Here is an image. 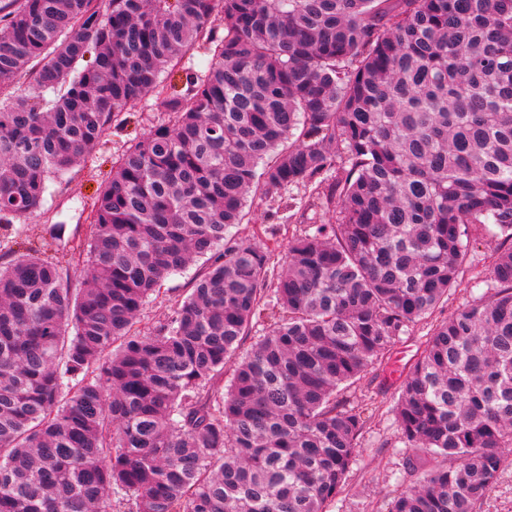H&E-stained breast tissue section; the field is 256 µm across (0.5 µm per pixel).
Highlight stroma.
<instances>
[{
  "mask_svg": "<svg viewBox=\"0 0 512 512\" xmlns=\"http://www.w3.org/2000/svg\"><path fill=\"white\" fill-rule=\"evenodd\" d=\"M165 117L155 99H146L135 116L112 127L95 148L81 157L70 172L69 183L52 185L41 209L25 218L13 220L11 227H1L0 241L16 250L47 238L50 229L60 224L64 227V235L51 257L67 261L87 233L85 204L109 179L113 162L150 126ZM301 229V224L291 219L281 204L257 199L252 203L244 224L239 226L238 234L266 244L274 250L276 257L281 258L292 237ZM498 246V240L493 238L477 242L472 263L464 268L459 288L449 294L447 302L430 319L419 323L409 336L397 343L393 355L400 359L402 365L413 362L433 322L455 313L469 300L474 282L486 277ZM191 278L188 271L170 277L159 295L143 306L137 317V331L150 332L164 319L175 302L188 294ZM397 385V380L390 377L388 367H374L346 392L347 400L365 405L367 422L357 459L342 492L330 504L329 512H388L393 497L410 482L408 463H417L424 470L435 466L433 457L405 447L399 438L391 411Z\"/></svg>",
  "mask_w": 512,
  "mask_h": 512,
  "instance_id": "stroma-1",
  "label": "stroma"
}]
</instances>
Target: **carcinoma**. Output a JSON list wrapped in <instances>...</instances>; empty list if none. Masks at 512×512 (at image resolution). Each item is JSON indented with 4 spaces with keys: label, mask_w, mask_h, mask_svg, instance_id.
<instances>
[{
    "label": "carcinoma",
    "mask_w": 512,
    "mask_h": 512,
    "mask_svg": "<svg viewBox=\"0 0 512 512\" xmlns=\"http://www.w3.org/2000/svg\"><path fill=\"white\" fill-rule=\"evenodd\" d=\"M18 79L0 218L147 95L168 118L92 197L77 286L38 247L0 254V512H328L366 425L341 392L491 237L511 246L486 291L432 325L392 406L447 464L388 512H479L512 456V0H7L0 89ZM299 186L336 223L281 262L232 233ZM192 265L186 272L170 277L160 289L158 296H153L146 305L143 306L137 316V331L143 333L150 332L159 321L165 318L177 300L189 293L191 278L198 268V264Z\"/></svg>",
    "instance_id": "carcinoma-1"
}]
</instances>
